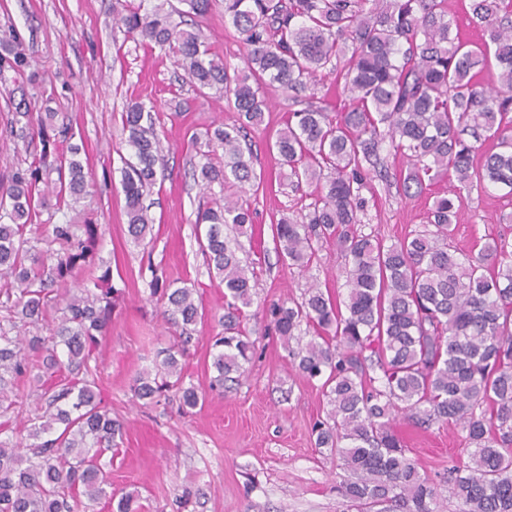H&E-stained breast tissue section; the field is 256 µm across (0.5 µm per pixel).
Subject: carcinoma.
Segmentation results:
<instances>
[{
    "label": "carcinoma",
    "instance_id": "carcinoma-1",
    "mask_svg": "<svg viewBox=\"0 0 512 512\" xmlns=\"http://www.w3.org/2000/svg\"><path fill=\"white\" fill-rule=\"evenodd\" d=\"M213 2L179 0L180 9L171 0H140L117 12L126 33L171 53L198 93L234 98L243 119L192 138L201 146L203 190H224L198 215L206 225L199 248L226 300L210 387L244 375L255 354L242 327L253 305L254 268L242 263L224 225L242 234L252 227L241 193L259 176L241 132L262 123L274 88L299 109L271 149L289 179L315 189L302 221L283 217L271 226L273 241L301 270L319 246L334 244L347 294L335 299L313 281L301 300L273 303L266 315L298 373L322 381L330 410L314 425L316 446L341 461L339 488L349 508L370 512L389 503L397 512H441L446 492L458 512H512V242L490 237L476 253L451 242L464 194L486 182L512 194V0H469L470 21L489 36L472 47L446 0H224V22L250 48L247 69L234 73L201 31L182 28L187 17H206ZM27 67L18 49L0 54V77ZM328 75L350 101L338 121L312 103ZM145 112L137 100L121 114L130 150L122 189L128 234L137 241L153 223L142 198L163 166ZM55 117L38 116L40 152L0 184V415L24 403L18 383L25 377L37 382L38 409L18 425L0 422V512H87L113 500L100 457L124 430L97 392L91 366L112 323L115 293L110 267L99 263V227L36 222L49 172L57 174L58 202H76L85 191L78 148L59 151L68 127ZM488 141L491 150L483 149ZM384 142L409 161L405 190L420 191L450 171L456 180L436 197L423 230L390 245L363 232L359 218ZM80 270L94 275L68 287ZM151 296L164 302L174 334L157 352L155 372L136 377L133 395L150 405L173 391L187 415L204 401L180 363L202 302L195 289L156 274ZM52 312L62 313L58 321H49ZM43 325L47 336L36 333ZM310 330L315 336L292 346ZM401 416L462 431L467 460L448 468L445 489L420 473L394 432Z\"/></svg>",
    "mask_w": 512,
    "mask_h": 512
}]
</instances>
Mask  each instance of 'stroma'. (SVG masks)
<instances>
[{"label": "stroma", "instance_id": "35a3bbf8", "mask_svg": "<svg viewBox=\"0 0 512 512\" xmlns=\"http://www.w3.org/2000/svg\"><path fill=\"white\" fill-rule=\"evenodd\" d=\"M113 0H0V34L16 30L31 61V77L7 74L0 81V179L23 165L38 141L11 137L27 117L46 110L60 113L71 126L73 143L87 175L79 203L57 207L47 195L40 219L52 224H97L102 238L99 258L112 270L120 289L112 324L96 355V382L112 416L125 425L106 470L115 495L133 494L141 512H343L337 459L315 445L314 423L328 406L318 383L303 379L264 315L248 317L246 330L256 354L238 382L223 392L209 388L214 320L223 315L224 289L213 282L198 246L203 226L196 215L206 207L194 180L201 157L193 133L216 123L233 124L239 114L230 98L200 95L173 57L129 38L112 17ZM211 52L243 68L247 47L224 24L223 0H216L202 23ZM133 98L153 104L164 148V170L149 196L154 219L146 239L127 232L121 189V157L128 154L120 114ZM285 94L269 95L260 126L247 130L260 184L242 198L254 212L252 237L241 238L242 253L256 272L255 301L271 304L300 299L311 281L327 289L342 287L341 263L334 245L319 248L308 270L283 262L272 240L271 226L284 216H298L301 193L281 168L269 145L290 113ZM384 178H371L363 196L375 202L363 218L386 242L422 229L434 198L448 188L441 181L422 194L405 193L402 180L409 163L382 148ZM512 196L489 185L472 191L456 225L454 243L470 250L478 238L504 233L512 238ZM167 278L193 286L206 316L183 359V374L205 396L203 407L188 416L178 400L144 406L131 386L137 374L153 369L156 351L169 340L163 306L151 298V267ZM397 433L421 473L441 483L463 455L460 429L417 427L398 418Z\"/></svg>", "mask_w": 512, "mask_h": 512}]
</instances>
